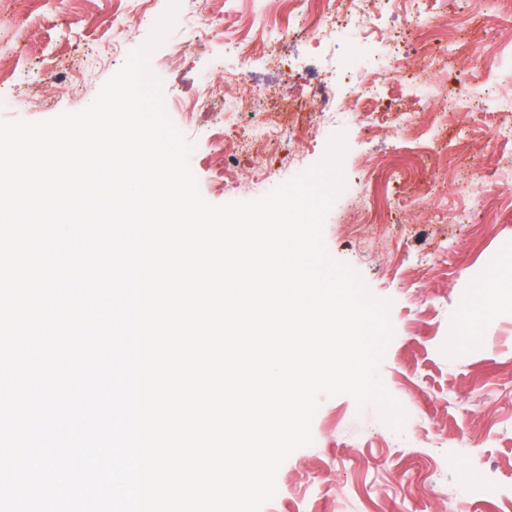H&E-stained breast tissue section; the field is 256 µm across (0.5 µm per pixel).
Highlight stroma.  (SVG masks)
Returning a JSON list of instances; mask_svg holds the SVG:
<instances>
[{"label":"stroma","mask_w":512,"mask_h":512,"mask_svg":"<svg viewBox=\"0 0 512 512\" xmlns=\"http://www.w3.org/2000/svg\"><path fill=\"white\" fill-rule=\"evenodd\" d=\"M217 28L195 24L198 0H179L169 37L150 55L162 84L166 113L194 149L190 166L202 197L212 204L259 198L303 173L325 155L324 124L342 133L346 177H363L353 196L334 201L323 227L329 255L356 270L370 293L390 300L393 336L379 377L402 405L406 420L394 431L375 406L349 395L323 399L313 417L311 445L294 451L276 475V494L262 512H512V67L494 59L476 68L459 46L484 47L499 31L512 36V0H439L447 49L412 31L401 7L384 0L376 18L413 71L429 66V112L446 94L457 109L437 121L429 140L406 139L398 127L366 132L367 112L312 114L303 110L309 83L348 43L319 48L311 34L292 31L281 46L291 76L261 55L241 59L224 49L243 15H262L265 0H213ZM131 0H18L10 25L27 38L0 54L13 76V102L0 118L44 120L88 106L129 52L154 25L133 17ZM130 14L123 27L116 13ZM238 72L234 97L263 89L258 108H244L238 125L277 109V128L263 157L224 136V102L212 101L191 122L182 102L198 97L206 75ZM403 159L398 175L384 161ZM368 219L355 231L350 215ZM493 213L482 221L481 210ZM503 269L491 285L478 273ZM471 292L477 304L463 306ZM486 496L475 497L476 488Z\"/></svg>","instance_id":"1"}]
</instances>
